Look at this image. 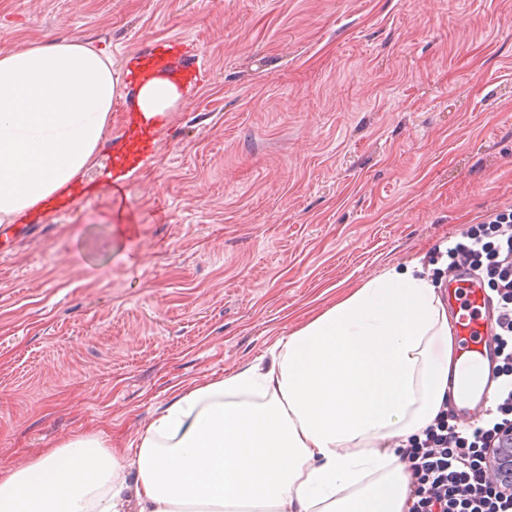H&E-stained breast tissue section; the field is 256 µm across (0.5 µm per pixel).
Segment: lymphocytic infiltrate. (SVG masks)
Wrapping results in <instances>:
<instances>
[{
  "label": "lymphocytic infiltrate",
  "mask_w": 512,
  "mask_h": 512,
  "mask_svg": "<svg viewBox=\"0 0 512 512\" xmlns=\"http://www.w3.org/2000/svg\"><path fill=\"white\" fill-rule=\"evenodd\" d=\"M449 267H469L499 305L495 334L500 362L494 406L479 423L459 427L440 411L401 453L411 484L408 512H512V486L488 461L500 433L512 428V209L469 225L445 250Z\"/></svg>",
  "instance_id": "obj_1"
}]
</instances>
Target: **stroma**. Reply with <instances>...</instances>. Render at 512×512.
<instances>
[{"label": "stroma", "mask_w": 512, "mask_h": 512, "mask_svg": "<svg viewBox=\"0 0 512 512\" xmlns=\"http://www.w3.org/2000/svg\"><path fill=\"white\" fill-rule=\"evenodd\" d=\"M206 74L122 193L0 232V470L113 449L350 288L512 208V0H0V53Z\"/></svg>", "instance_id": "35a3bbf8"}]
</instances>
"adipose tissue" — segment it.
Returning <instances> with one entry per match:
<instances>
[{
    "label": "adipose tissue",
    "mask_w": 512,
    "mask_h": 512,
    "mask_svg": "<svg viewBox=\"0 0 512 512\" xmlns=\"http://www.w3.org/2000/svg\"><path fill=\"white\" fill-rule=\"evenodd\" d=\"M119 83L81 42L0 54V222L40 213L90 167ZM183 91L150 72L135 108L165 116ZM269 356L177 393L128 464L79 434L0 471V512H407L397 450L433 422L461 371L448 307L419 260L365 281Z\"/></svg>",
    "instance_id": "1"
}]
</instances>
